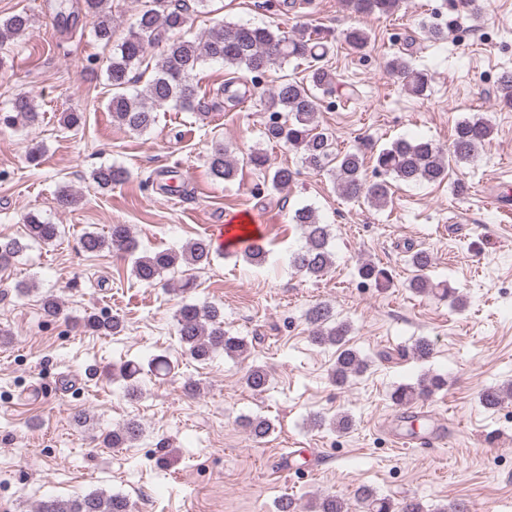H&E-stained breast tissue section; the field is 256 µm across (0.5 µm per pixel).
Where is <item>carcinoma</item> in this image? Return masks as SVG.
Segmentation results:
<instances>
[{
  "label": "carcinoma",
  "instance_id": "carcinoma-1",
  "mask_svg": "<svg viewBox=\"0 0 512 512\" xmlns=\"http://www.w3.org/2000/svg\"><path fill=\"white\" fill-rule=\"evenodd\" d=\"M354 13L392 15L402 0H345ZM86 16L91 20L96 39L112 47L107 60L106 77L112 96L108 109L112 120L134 131L145 132L155 123V108L170 103L175 108L191 109L198 97L194 73L206 62H222L242 72V78L258 87L256 78L282 68L291 59L308 63V81L280 78L264 95L268 120L264 137L269 143L287 147L301 154L305 166L315 172H328L333 184L343 198L362 202L375 209H384L392 202L390 180L409 184L441 183L448 178L450 166L467 164L473 160L479 148L493 138L494 128L485 118H465L455 125L449 149L426 138L394 140L378 152L376 168L383 179L370 182L366 178L364 154L358 148L344 154L335 152L334 136L319 121L321 99L313 90L324 94L335 91V78L330 69L322 64L328 45L322 31L298 28L290 35L276 34L266 27H253L233 22H220L206 34L194 40L180 36L190 20V5L186 0H142L135 23L119 41L114 40L112 11L108 0H84ZM33 25V18L26 12L15 13L0 19V50L17 43ZM171 32L163 52L150 59L148 48L161 32ZM344 41L352 48L363 51L370 37L360 27H350L343 32ZM152 69V76L143 89L131 94L128 88L137 82L136 72L141 67ZM386 70L395 76L405 91L421 95L428 87L430 77L412 64L394 57L386 62ZM40 112L34 101L26 96L14 100L8 111L0 110V125L10 129L32 125L39 121ZM246 163L263 175L268 191L280 192L293 182L295 171L287 166H275L267 151L253 148L246 156ZM239 159L222 144L215 145L208 165L212 177L231 181L238 173ZM129 171L114 165L101 166L92 173V179L101 189L127 181ZM292 222L301 230L303 243L292 253L290 264L294 270L306 276L321 279L332 271L335 253L331 246L329 225L321 222L317 211L310 205L294 210ZM25 236L35 243L51 244L59 236V225L46 221L40 213L29 211L23 217ZM81 250L96 254L105 249L118 251L131 258V272L143 283L151 284L164 273L179 266L204 267L211 263L213 248L205 237L193 239L180 250L156 251L137 255L138 246L129 225L114 224L108 234L87 232L80 240ZM27 245L17 238L0 237V267L9 266ZM239 253L255 266L266 262L267 242L245 240ZM408 262L415 274L408 287L418 294L448 298L462 304L456 289L445 282H433L427 271L433 264L432 255L425 250L409 254ZM359 276L378 286L390 283L388 270L373 262H364L358 269ZM311 328V340L319 346L336 348V361L331 379L345 384L369 368V363L350 346V323L336 319L331 308L323 303L312 306L306 313ZM175 326L178 340L185 354L196 362H206L218 351L228 357H238L249 350L247 340L224 328L222 312L207 303L184 302L176 311ZM86 332L112 336L123 330L122 321L116 316L89 315L83 319ZM141 363L129 360L113 370L112 376L125 383L130 397L138 393V379L144 371ZM244 384L252 392L261 394L267 390L269 375L259 366L248 370ZM447 385L444 377L424 373L413 383L400 384L390 394L397 405H409L424 400ZM339 432L353 426L347 415L325 420L318 416L314 425L323 424ZM245 426L256 439L265 438L272 429L271 422L261 416L248 417ZM142 425L128 420L107 432L103 442L112 448H121L139 440ZM355 496L366 512H426L422 502L414 497L395 502L379 496L373 489L361 485ZM35 512H131L129 500L119 494L103 496L90 493L74 499L48 498L38 502ZM308 512H345L344 501L336 495H325L308 505Z\"/></svg>",
  "mask_w": 512,
  "mask_h": 512
}]
</instances>
